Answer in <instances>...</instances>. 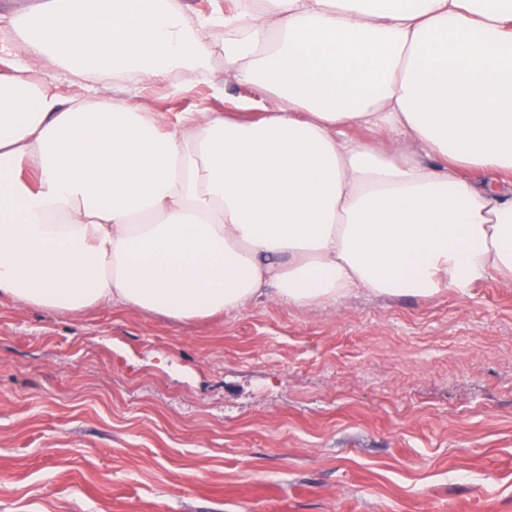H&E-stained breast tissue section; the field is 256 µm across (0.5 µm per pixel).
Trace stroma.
I'll list each match as a JSON object with an SVG mask.
<instances>
[{"label": "stroma", "mask_w": 512, "mask_h": 512, "mask_svg": "<svg viewBox=\"0 0 512 512\" xmlns=\"http://www.w3.org/2000/svg\"><path fill=\"white\" fill-rule=\"evenodd\" d=\"M23 60L65 97L120 90L167 120L271 105L220 55L214 84L146 96L0 29V73ZM0 512H512V278L193 322L1 298Z\"/></svg>", "instance_id": "stroma-1"}]
</instances>
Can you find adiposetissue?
Masks as SVG:
<instances>
[{
    "instance_id": "1",
    "label": "adipose tissue",
    "mask_w": 512,
    "mask_h": 512,
    "mask_svg": "<svg viewBox=\"0 0 512 512\" xmlns=\"http://www.w3.org/2000/svg\"><path fill=\"white\" fill-rule=\"evenodd\" d=\"M231 2L191 21L182 0H40L11 20L29 58L92 80L147 91L220 53L277 105L161 125L0 74V296L192 322L512 275V0Z\"/></svg>"
}]
</instances>
